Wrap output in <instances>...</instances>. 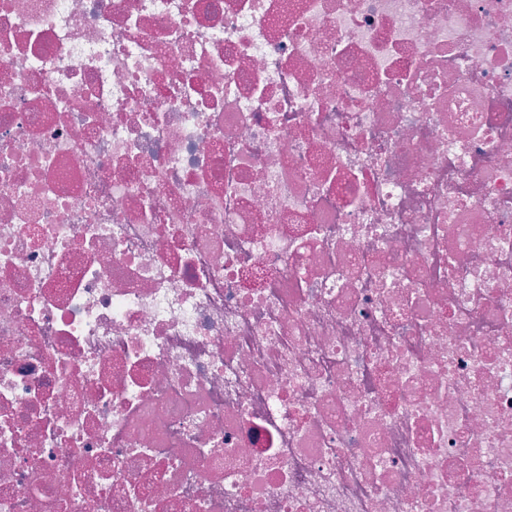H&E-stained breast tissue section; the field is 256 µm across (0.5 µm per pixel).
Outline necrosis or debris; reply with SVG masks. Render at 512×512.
<instances>
[{
    "label": "necrosis or debris",
    "mask_w": 512,
    "mask_h": 512,
    "mask_svg": "<svg viewBox=\"0 0 512 512\" xmlns=\"http://www.w3.org/2000/svg\"><path fill=\"white\" fill-rule=\"evenodd\" d=\"M0 512H512V0H0Z\"/></svg>",
    "instance_id": "necrosis-or-debris-1"
}]
</instances>
